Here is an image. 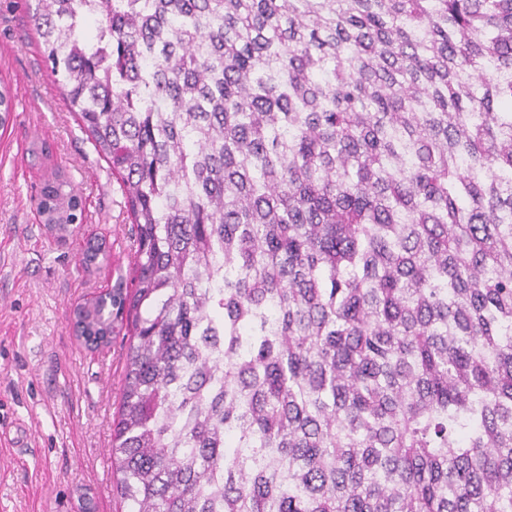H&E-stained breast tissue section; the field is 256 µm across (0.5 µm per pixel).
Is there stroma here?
<instances>
[{
	"label": "stroma",
	"mask_w": 512,
	"mask_h": 512,
	"mask_svg": "<svg viewBox=\"0 0 512 512\" xmlns=\"http://www.w3.org/2000/svg\"><path fill=\"white\" fill-rule=\"evenodd\" d=\"M0 78L14 120L0 134V430L26 427L22 452L0 446V512H128L112 488V420L128 339L92 347L74 307L134 276L132 226L120 182L62 99L14 0H0ZM64 175L86 220L55 242L37 213L45 179ZM108 255L89 269L88 239Z\"/></svg>",
	"instance_id": "35a3bbf8"
}]
</instances>
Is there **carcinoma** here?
<instances>
[{"label":"carcinoma","mask_w":512,"mask_h":512,"mask_svg":"<svg viewBox=\"0 0 512 512\" xmlns=\"http://www.w3.org/2000/svg\"><path fill=\"white\" fill-rule=\"evenodd\" d=\"M26 7L135 226L130 512H512V0Z\"/></svg>","instance_id":"obj_1"}]
</instances>
